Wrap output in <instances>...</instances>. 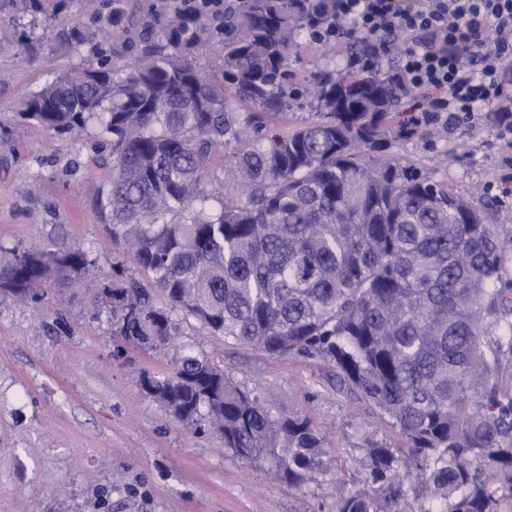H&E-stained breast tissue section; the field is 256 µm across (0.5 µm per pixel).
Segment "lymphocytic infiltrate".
Segmentation results:
<instances>
[{"label":"lymphocytic infiltrate","mask_w":512,"mask_h":512,"mask_svg":"<svg viewBox=\"0 0 512 512\" xmlns=\"http://www.w3.org/2000/svg\"><path fill=\"white\" fill-rule=\"evenodd\" d=\"M377 41L420 121L491 127L502 147L499 189L512 184V0H336L317 44Z\"/></svg>","instance_id":"f902f5d3"}]
</instances>
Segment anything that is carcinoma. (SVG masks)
I'll return each mask as SVG.
<instances>
[{"label":"carcinoma","instance_id":"carcinoma-1","mask_svg":"<svg viewBox=\"0 0 512 512\" xmlns=\"http://www.w3.org/2000/svg\"><path fill=\"white\" fill-rule=\"evenodd\" d=\"M333 0H224V12L178 0L144 9L107 0L104 37L78 24L58 37L96 65L57 76L21 116L70 136L94 126L107 151L95 206L112 242L101 274L91 250L53 242L0 263V291L37 301L84 285L112 340L165 354L190 327L270 355L319 356L341 389L375 409L410 454L369 449L374 492L336 512H409V476L440 508L512 512V236L495 198L473 200L396 157L427 137L394 122L392 72L347 65L312 74L308 117L293 111L299 36L329 22ZM219 52L218 76L186 63ZM223 171L236 189H224ZM141 387L199 435L241 460L272 455L278 475L312 478L324 440L300 418L276 421L203 352L184 344Z\"/></svg>","mask_w":512,"mask_h":512}]
</instances>
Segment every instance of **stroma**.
Here are the masks:
<instances>
[{
  "label": "stroma",
  "instance_id": "35a3bbf8",
  "mask_svg": "<svg viewBox=\"0 0 512 512\" xmlns=\"http://www.w3.org/2000/svg\"><path fill=\"white\" fill-rule=\"evenodd\" d=\"M75 21L98 26L82 0L38 16L20 0H0V246L81 245L106 272L114 247L85 176L95 134L53 136L21 115L46 80L86 67V53L57 36ZM395 152L465 191L500 174L488 129L454 128L447 140L407 141ZM87 308L80 286L62 309L50 292L27 305L0 295V512H335L337 499L365 489L370 444L405 445L375 412L337 392L323 360L191 332L187 343L272 418H305L325 436L322 466L291 484L269 458L240 460L169 416L137 382L139 372L165 369V359L140 350L114 357L107 323L90 321Z\"/></svg>",
  "mask_w": 512,
  "mask_h": 512
}]
</instances>
